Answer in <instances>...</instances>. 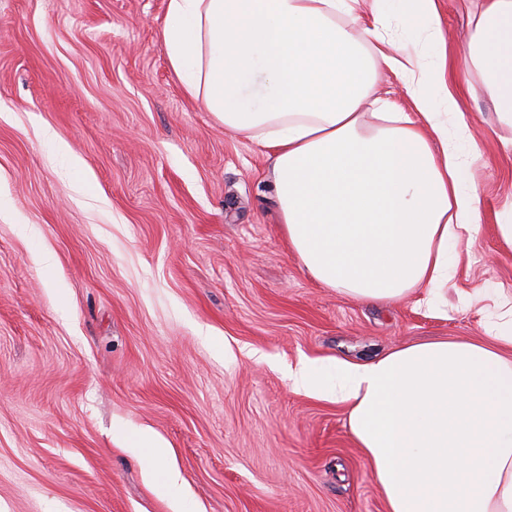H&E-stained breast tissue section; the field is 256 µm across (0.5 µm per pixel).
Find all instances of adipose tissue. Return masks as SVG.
<instances>
[{"label": "adipose tissue", "mask_w": 512, "mask_h": 512, "mask_svg": "<svg viewBox=\"0 0 512 512\" xmlns=\"http://www.w3.org/2000/svg\"><path fill=\"white\" fill-rule=\"evenodd\" d=\"M387 2L167 0L162 37L184 93L269 149L288 245L312 278L364 303L417 292L426 306L450 279L449 243L478 229L479 197L429 99L409 114L373 96L385 67L458 108L443 72L359 27ZM467 48L512 126V0H480ZM367 104L380 110L370 129ZM507 313L492 347L438 340L289 369L292 389L345 405L386 512H512Z\"/></svg>", "instance_id": "ef3b65f1"}]
</instances>
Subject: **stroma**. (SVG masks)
Here are the masks:
<instances>
[{
    "mask_svg": "<svg viewBox=\"0 0 512 512\" xmlns=\"http://www.w3.org/2000/svg\"><path fill=\"white\" fill-rule=\"evenodd\" d=\"M166 5L0 0V512H385L345 407L293 391L286 370L491 341V315L512 297L500 232L512 127L466 60L469 0H439L436 32L398 11L379 25L447 63L460 106L442 115L448 146L479 188L444 317L310 276L280 224L267 149L225 129L172 71ZM377 89L391 112L433 91L389 69ZM142 429L181 489L128 451Z\"/></svg>",
    "mask_w": 512,
    "mask_h": 512,
    "instance_id": "obj_1",
    "label": "stroma"
}]
</instances>
